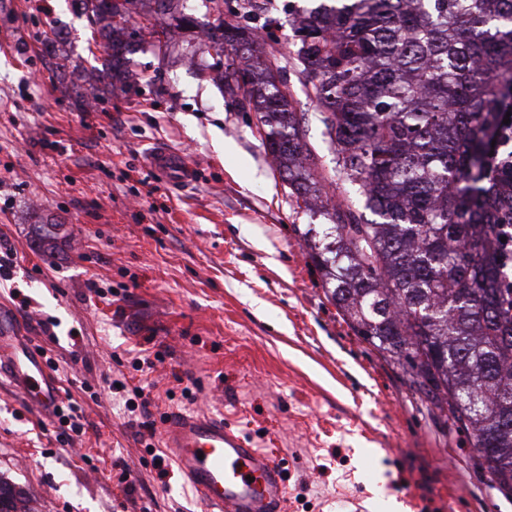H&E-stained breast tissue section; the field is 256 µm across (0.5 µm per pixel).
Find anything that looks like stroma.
<instances>
[{
    "mask_svg": "<svg viewBox=\"0 0 512 512\" xmlns=\"http://www.w3.org/2000/svg\"><path fill=\"white\" fill-rule=\"evenodd\" d=\"M312 5L224 0L220 15L272 32L264 50L284 68L316 176L329 197L357 204L293 61L292 20ZM187 13L220 16L209 0H190ZM160 25L166 37L125 54L136 88H99L90 75L106 53L69 0H0V241L17 253L0 316L16 321L7 343L44 348L58 365L51 380L85 413L83 433L61 443L56 418L0 372V479L25 492L31 512H202L176 466L158 476L148 450L163 437L142 441L140 415L125 407L145 377L153 416L206 412L272 452L285 512H512L470 439L336 309L303 238L331 218L297 201L257 112L210 79L213 49L175 18ZM96 91L103 104L88 106ZM157 144L196 167L194 185L150 172ZM54 223L57 244L42 248L32 227ZM49 318L54 343L40 327Z\"/></svg>",
    "mask_w": 512,
    "mask_h": 512,
    "instance_id": "stroma-1",
    "label": "stroma"
}]
</instances>
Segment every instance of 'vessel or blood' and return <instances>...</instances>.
Returning a JSON list of instances; mask_svg holds the SVG:
<instances>
[{"instance_id": "b4317fda", "label": "vessel or blood", "mask_w": 512, "mask_h": 512, "mask_svg": "<svg viewBox=\"0 0 512 512\" xmlns=\"http://www.w3.org/2000/svg\"><path fill=\"white\" fill-rule=\"evenodd\" d=\"M148 163L176 182H190L196 174L183 155L162 148L149 153ZM10 361L35 406L53 410L57 394L41 356L14 355ZM165 440L203 512H282L286 485L281 466L223 421L206 415L175 416L166 424Z\"/></svg>"}]
</instances>
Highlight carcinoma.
I'll list each match as a JSON object with an SVG mask.
<instances>
[{"instance_id":"carcinoma-1","label":"carcinoma","mask_w":512,"mask_h":512,"mask_svg":"<svg viewBox=\"0 0 512 512\" xmlns=\"http://www.w3.org/2000/svg\"><path fill=\"white\" fill-rule=\"evenodd\" d=\"M106 21L120 71L132 0H72ZM295 20V65L320 108L338 178L364 203L333 206L305 241L355 336L399 367L413 393L469 433L492 487L512 496V291L497 287L500 198L488 159L512 112V0H332ZM245 27L207 28L224 92L260 112L262 140L292 194L321 198L301 117ZM62 225L40 224L47 246ZM0 512H30L0 481Z\"/></svg>"}]
</instances>
